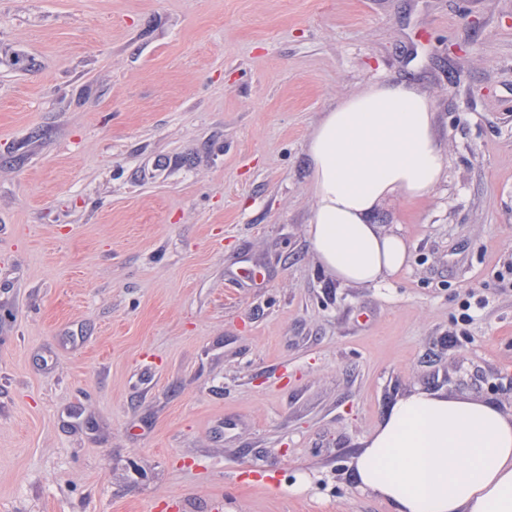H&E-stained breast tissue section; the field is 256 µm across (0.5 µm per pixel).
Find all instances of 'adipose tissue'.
<instances>
[{
  "label": "adipose tissue",
  "instance_id": "obj_1",
  "mask_svg": "<svg viewBox=\"0 0 512 512\" xmlns=\"http://www.w3.org/2000/svg\"><path fill=\"white\" fill-rule=\"evenodd\" d=\"M307 154L319 267L362 287L399 272L409 247L375 215L393 198L429 196L445 175L429 98L406 83L368 84L323 113ZM350 466L395 512H512V414L417 392L391 406Z\"/></svg>",
  "mask_w": 512,
  "mask_h": 512
}]
</instances>
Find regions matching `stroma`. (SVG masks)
<instances>
[{
  "instance_id": "stroma-1",
  "label": "stroma",
  "mask_w": 512,
  "mask_h": 512,
  "mask_svg": "<svg viewBox=\"0 0 512 512\" xmlns=\"http://www.w3.org/2000/svg\"><path fill=\"white\" fill-rule=\"evenodd\" d=\"M381 80L448 169L352 287L306 147ZM510 264L512 0H0V512H393L350 467L393 402L512 413Z\"/></svg>"
}]
</instances>
